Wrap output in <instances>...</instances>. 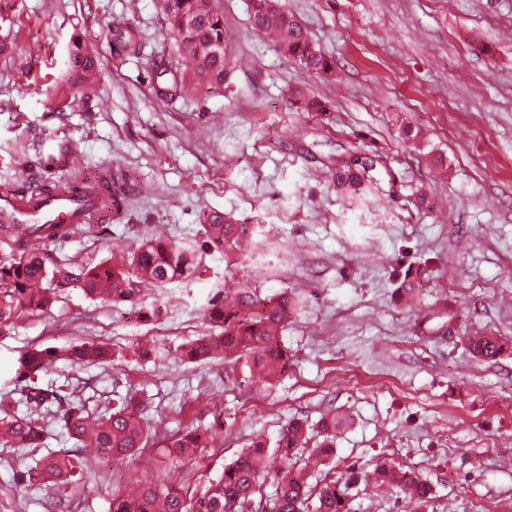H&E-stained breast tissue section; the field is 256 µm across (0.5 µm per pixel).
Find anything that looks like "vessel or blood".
<instances>
[{
  "label": "vessel or blood",
  "instance_id": "b4317fda",
  "mask_svg": "<svg viewBox=\"0 0 512 512\" xmlns=\"http://www.w3.org/2000/svg\"><path fill=\"white\" fill-rule=\"evenodd\" d=\"M100 204L95 196L82 193L41 190L0 193V222L29 229L33 224H90L100 220Z\"/></svg>",
  "mask_w": 512,
  "mask_h": 512
}]
</instances>
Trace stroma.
Here are the masks:
<instances>
[{"label":"stroma","instance_id":"stroma-1","mask_svg":"<svg viewBox=\"0 0 512 512\" xmlns=\"http://www.w3.org/2000/svg\"><path fill=\"white\" fill-rule=\"evenodd\" d=\"M229 72L223 88L188 100L154 91L166 52L157 0H15L0 25V190L75 184L91 172H126L127 206L92 232L50 243L59 258L98 262L164 236L201 240V212L255 224L245 251L209 253L194 273L142 290L160 314L104 306L77 290L48 314L0 333V395L20 352L93 337L127 354L115 367L57 362L46 382L85 395L135 392L159 431L224 430L204 469L219 470L256 440L275 444L288 419L345 417L333 442L339 466L396 462L429 480L434 512H503L512 501V0H288L333 59L330 73L282 56L249 18V0H223ZM135 27L139 55L112 40ZM97 51L101 81L88 102L63 92L72 41ZM327 101L296 110L291 93ZM78 147L71 171L45 169V132ZM384 164L366 196L337 193L331 170L357 149ZM422 267L415 297L399 292ZM231 289L262 299L287 290L299 305L282 333L288 365L274 381L235 362L185 363L179 345L206 331L208 297ZM504 343L493 361L468 339ZM156 349L147 361L140 343ZM158 449L124 463H94L65 512H108L113 489L157 476ZM30 452L0 447V512H53L51 490L14 484ZM353 512H412L396 491L365 483Z\"/></svg>","mask_w":512,"mask_h":512}]
</instances>
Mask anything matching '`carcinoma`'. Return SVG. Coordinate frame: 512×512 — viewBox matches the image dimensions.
Here are the masks:
<instances>
[{"mask_svg": "<svg viewBox=\"0 0 512 512\" xmlns=\"http://www.w3.org/2000/svg\"><path fill=\"white\" fill-rule=\"evenodd\" d=\"M163 30L169 52L192 59L189 71H172L168 56L154 62V90L157 96L173 100L194 95L204 87L224 85V9L222 0H160ZM250 22L267 36L276 49L308 71L327 73L333 61L312 40L309 31L288 11L286 0H250ZM123 51L140 52L137 30L128 26L112 32ZM75 79L69 94L87 101L95 95L88 72L97 65L92 49L76 46L71 56ZM293 104L303 112H325L326 105L308 89L292 92ZM381 165L377 150H355L348 162L336 167V187L350 198L365 195L370 173ZM83 188L98 195L102 208L121 209L123 193L112 188V179L84 182ZM202 244L185 245L174 240H144L133 252L118 259L110 256L92 265L81 259L62 262L48 251L44 238L55 226L37 225V236L22 238L8 234L0 241V332L14 327L23 316L47 314L58 297L72 289L102 304L141 305V284L158 287L186 278L196 268L197 252L213 248L229 256L239 243L254 237L259 226L244 224L233 215L209 210L202 216ZM298 301L286 291L267 299H239L224 304V297L212 298L204 308L210 329L182 345L177 354L189 362L240 361L269 379L285 369L288 348L281 335ZM469 350L484 360H494L503 350L496 336L469 339ZM126 353L117 345L99 339L82 341L70 348L45 347L19 354L14 389L0 398V444L8 448L36 449L46 445L47 427L43 413L52 409L56 424L72 441V447L49 452L20 474L19 485L56 490L75 488L85 477L81 455L91 444L106 462H123L138 456L155 441L156 429L145 417L146 401L132 394H112L98 408L89 405L80 389L68 391L42 382L53 364L78 361L112 366ZM224 428L221 415L214 416L209 433L188 427L164 436L161 467L178 469L179 486L139 482L136 490L112 495L110 512H351L349 491L359 479L386 485L414 497L427 508L432 487L427 479L396 463H383L371 470L346 467L336 471L331 446L319 449L324 469L320 479L310 482L304 459L310 424L291 419L276 444L279 461L268 470L261 466L266 447L261 441L242 450L221 472L210 477L198 472L200 457L212 447ZM276 482L275 493L266 497L262 487L267 479Z\"/></svg>", "mask_w": 512, "mask_h": 512, "instance_id": "obj_1", "label": "carcinoma"}]
</instances>
